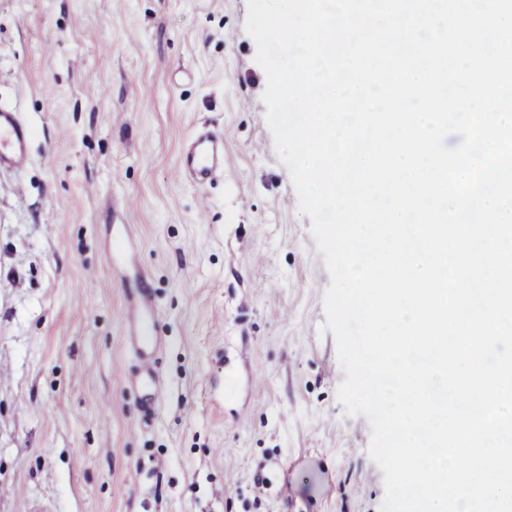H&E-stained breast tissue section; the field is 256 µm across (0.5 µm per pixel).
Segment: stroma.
I'll return each instance as SVG.
<instances>
[{
	"instance_id": "obj_1",
	"label": "stroma",
	"mask_w": 512,
	"mask_h": 512,
	"mask_svg": "<svg viewBox=\"0 0 512 512\" xmlns=\"http://www.w3.org/2000/svg\"><path fill=\"white\" fill-rule=\"evenodd\" d=\"M246 0H0V512H379ZM224 137L231 179L172 177ZM159 314L144 411L125 317ZM31 130L19 112L0 106V171H18L29 158Z\"/></svg>"
}]
</instances>
